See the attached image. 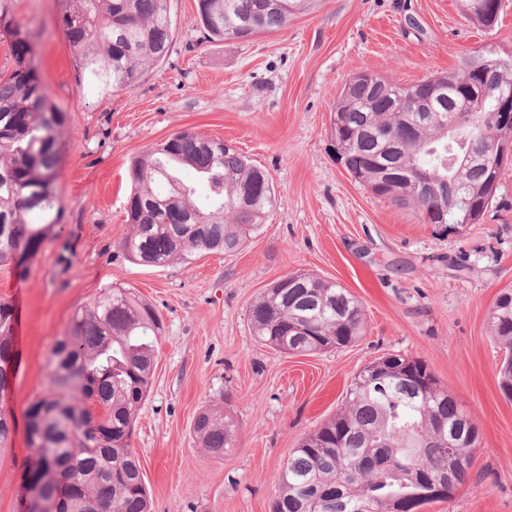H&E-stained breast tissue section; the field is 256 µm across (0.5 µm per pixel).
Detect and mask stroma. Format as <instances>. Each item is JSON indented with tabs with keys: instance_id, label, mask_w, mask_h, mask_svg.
<instances>
[{
	"instance_id": "35a3bbf8",
	"label": "stroma",
	"mask_w": 512,
	"mask_h": 512,
	"mask_svg": "<svg viewBox=\"0 0 512 512\" xmlns=\"http://www.w3.org/2000/svg\"><path fill=\"white\" fill-rule=\"evenodd\" d=\"M168 5L165 59L139 84L101 97L74 81L57 0H11L36 35L44 91L70 125L57 180L65 218L34 259L0 265V300L16 316L0 512H19L31 453L25 410L48 385L53 345L74 310L109 285L134 289L165 324L131 438L152 512H271L292 450L336 412L363 365L391 353L424 360L479 431L467 482L424 512H512V401L498 386L488 328L496 297L512 289V164L480 223L450 228L356 182L328 138L330 110L356 73L409 84L488 45L512 53V0H502L491 30L467 20L461 0H323L246 41L207 40L197 0ZM182 129L232 142L266 169L276 209L233 254L129 262L118 248L129 162ZM293 272L360 300L367 325L356 343L302 356L258 342L249 308ZM209 406L231 407L238 421L236 445L220 459L193 433Z\"/></svg>"
}]
</instances>
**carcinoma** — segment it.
I'll return each instance as SVG.
<instances>
[{"instance_id":"1","label":"carcinoma","mask_w":512,"mask_h":512,"mask_svg":"<svg viewBox=\"0 0 512 512\" xmlns=\"http://www.w3.org/2000/svg\"><path fill=\"white\" fill-rule=\"evenodd\" d=\"M464 0L469 19L490 29L500 9ZM77 87L109 96L136 84L168 53V0H58ZM319 0H198L207 38L247 40L284 29ZM0 40L13 68L0 75V263L38 254L64 209L56 191L68 113L43 92L29 59L35 35L0 0ZM493 61L472 69L461 58L449 73L412 84L362 72L344 85L330 113L337 161L358 183L398 206H413L426 224H476L494 198L508 155L496 163L465 160L483 144L505 141L495 102L472 101L484 126L467 125L462 91L481 84L512 91V55L486 49ZM125 206L129 233L119 245L131 262L154 267L189 263L198 254L234 253L256 237L276 206L271 176L235 147L192 130L133 157ZM207 189L198 200L197 185ZM460 200L447 217L432 214L435 197ZM254 336L285 354H315L356 342L362 303L335 281L294 272L282 288L253 302ZM503 351L499 387L512 400V291L496 298L488 318ZM13 307L0 301V447L11 434L3 405L13 372ZM164 332L157 309L132 289L108 286L76 310L47 364L49 385L26 412L28 445L20 512L52 488L45 512H150L134 423L152 384L155 342ZM198 442L222 458L233 447L235 420L220 406L193 423ZM479 442L476 425L420 358L387 354L364 365L337 412L306 434L278 476L272 512H413L442 501L431 481L451 454L463 485Z\"/></svg>"}]
</instances>
